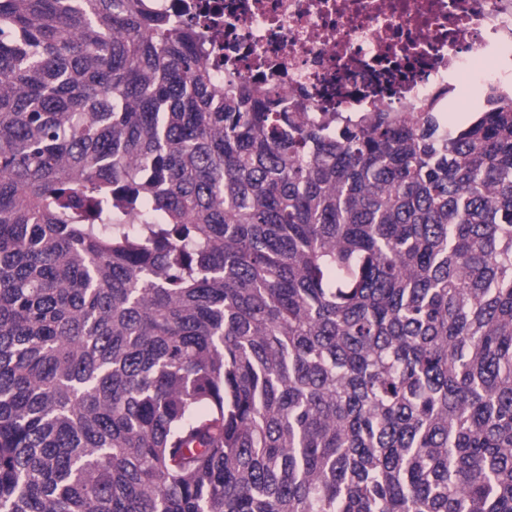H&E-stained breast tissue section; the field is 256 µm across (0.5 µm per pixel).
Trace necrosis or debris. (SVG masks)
<instances>
[{"label": "necrosis or debris", "mask_w": 512, "mask_h": 512, "mask_svg": "<svg viewBox=\"0 0 512 512\" xmlns=\"http://www.w3.org/2000/svg\"><path fill=\"white\" fill-rule=\"evenodd\" d=\"M223 39L221 83L265 78L293 112L464 121L457 93L512 89V0H147Z\"/></svg>", "instance_id": "1"}]
</instances>
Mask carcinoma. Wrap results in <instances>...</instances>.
<instances>
[{
    "mask_svg": "<svg viewBox=\"0 0 512 512\" xmlns=\"http://www.w3.org/2000/svg\"><path fill=\"white\" fill-rule=\"evenodd\" d=\"M144 0H0V512H512V91L309 123Z\"/></svg>",
    "mask_w": 512,
    "mask_h": 512,
    "instance_id": "cac0c4a2",
    "label": "carcinoma"
}]
</instances>
